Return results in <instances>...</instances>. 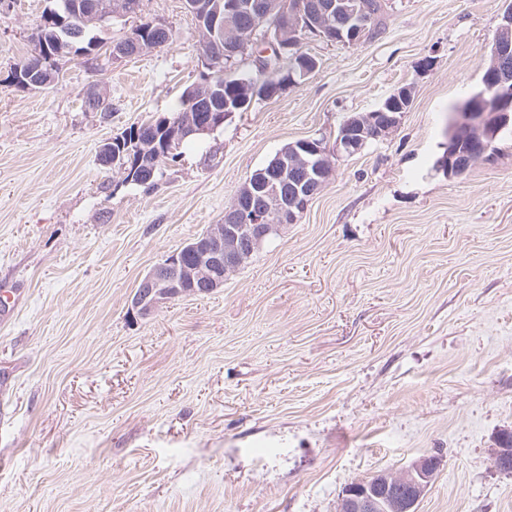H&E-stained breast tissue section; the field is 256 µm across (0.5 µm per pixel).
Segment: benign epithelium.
<instances>
[{
  "label": "benign epithelium",
  "instance_id": "obj_1",
  "mask_svg": "<svg viewBox=\"0 0 512 512\" xmlns=\"http://www.w3.org/2000/svg\"><path fill=\"white\" fill-rule=\"evenodd\" d=\"M97 17L120 18L131 15L135 5L125 0H104L96 5ZM277 14L280 25L273 44L277 60L300 41L301 34L312 31L329 41L357 44L364 39L365 22L358 0H305L298 10H290L280 0L257 5L251 0H231L227 5L228 21L214 18L211 33L225 29L224 37L214 38L200 46V59L208 69L223 60L231 63L239 56L242 40L229 21L239 13L254 14L257 10ZM343 17L340 25L333 19ZM144 51L147 45L135 37L124 39L110 48L107 59L126 56L128 49ZM512 59V23L497 29L490 57L483 59L481 89L474 96L472 109L457 115V129L470 140H479V148L464 155H453L459 174L487 158L497 138L509 125L512 115V82L503 72ZM494 93L496 112L486 111L487 93ZM413 88H397L377 109L349 116L341 125L335 147L311 139L288 144L279 153V163L260 171L250 182V200L236 198L224 210V222L214 224L195 245V262L185 264L178 253L164 264L150 269L141 279L139 290L132 295L131 311L147 315L159 305L172 301L190 290L211 292L224 286V280L245 253H253L262 243L277 234L286 224H294L309 202L325 187L332 174V159L339 154L354 155L372 140L388 134L397 126L404 104L412 101ZM224 124V116L213 112H188L171 125L166 154L172 156L184 139L192 135L215 133ZM441 466V460L429 455L415 462L406 473H378L367 479L350 482L341 493L338 512H415L421 496L430 486Z\"/></svg>",
  "mask_w": 512,
  "mask_h": 512
}]
</instances>
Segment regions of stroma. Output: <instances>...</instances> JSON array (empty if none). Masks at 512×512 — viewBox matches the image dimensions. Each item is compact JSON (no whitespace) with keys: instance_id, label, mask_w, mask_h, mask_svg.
Here are the masks:
<instances>
[{"instance_id":"35a3bbf8","label":"stroma","mask_w":512,"mask_h":512,"mask_svg":"<svg viewBox=\"0 0 512 512\" xmlns=\"http://www.w3.org/2000/svg\"><path fill=\"white\" fill-rule=\"evenodd\" d=\"M44 0L0 13V512H336L343 487L420 457L417 512H512L492 452L512 433V134L459 176L433 167L480 88L505 0H388L358 45L310 35L315 69L187 146L156 188L98 161L169 115L203 70L183 0H142L178 40L59 83L7 82ZM102 83L112 114L89 110ZM409 85L388 136L334 160L300 221L207 294L141 317V278L222 223L286 144L335 140ZM219 146L220 161L203 156Z\"/></svg>"}]
</instances>
